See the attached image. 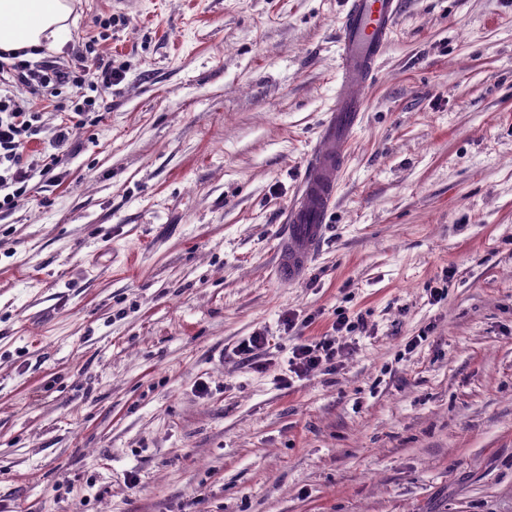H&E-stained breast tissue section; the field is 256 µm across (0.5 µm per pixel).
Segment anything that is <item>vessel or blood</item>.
<instances>
[{
    "instance_id": "vessel-or-blood-1",
    "label": "vessel or blood",
    "mask_w": 512,
    "mask_h": 512,
    "mask_svg": "<svg viewBox=\"0 0 512 512\" xmlns=\"http://www.w3.org/2000/svg\"><path fill=\"white\" fill-rule=\"evenodd\" d=\"M339 20L341 86L321 129L299 193L286 214L279 273L301 279L322 243L346 156L360 122L363 91L399 15L400 0H348Z\"/></svg>"
}]
</instances>
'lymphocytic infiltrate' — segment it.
Wrapping results in <instances>:
<instances>
[{"label": "lymphocytic infiltrate", "instance_id": "1", "mask_svg": "<svg viewBox=\"0 0 512 512\" xmlns=\"http://www.w3.org/2000/svg\"><path fill=\"white\" fill-rule=\"evenodd\" d=\"M111 64L101 62L99 56H78L72 65L58 67L34 62L25 52L0 51V209L14 206L26 194L32 177L29 146L38 133L41 110L51 107L50 98L42 108L17 99V89L30 93L50 90L51 94L68 86H76L97 79L110 85L119 80ZM336 339L322 336L310 342H301L292 349L288 359L291 374L302 377L318 369L336 368Z\"/></svg>", "mask_w": 512, "mask_h": 512}]
</instances>
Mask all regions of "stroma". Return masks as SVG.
<instances>
[{"instance_id": "1", "label": "stroma", "mask_w": 512, "mask_h": 512, "mask_svg": "<svg viewBox=\"0 0 512 512\" xmlns=\"http://www.w3.org/2000/svg\"><path fill=\"white\" fill-rule=\"evenodd\" d=\"M71 2L123 79L0 210V512H512V0H402L297 282L348 0ZM288 359V368L295 377L306 376L320 368L327 371L336 369V339L334 336H322L311 342H301L292 348Z\"/></svg>"}]
</instances>
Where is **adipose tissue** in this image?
Wrapping results in <instances>:
<instances>
[{
    "instance_id": "ef3b65f1",
    "label": "adipose tissue",
    "mask_w": 512,
    "mask_h": 512,
    "mask_svg": "<svg viewBox=\"0 0 512 512\" xmlns=\"http://www.w3.org/2000/svg\"><path fill=\"white\" fill-rule=\"evenodd\" d=\"M71 13L69 0H0V50L60 47Z\"/></svg>"
}]
</instances>
